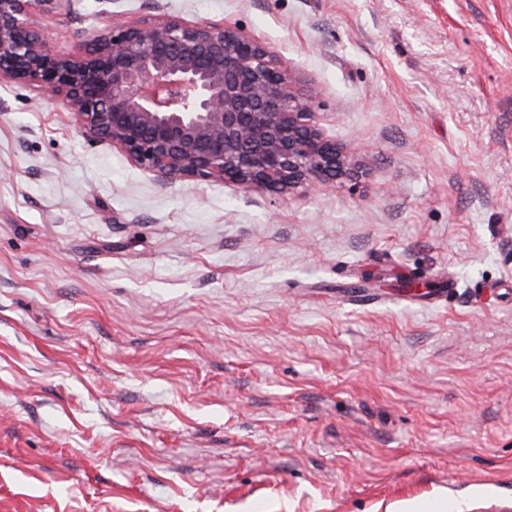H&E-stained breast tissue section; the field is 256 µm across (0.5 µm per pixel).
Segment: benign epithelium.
I'll use <instances>...</instances> for the list:
<instances>
[{
    "instance_id": "1",
    "label": "benign epithelium",
    "mask_w": 512,
    "mask_h": 512,
    "mask_svg": "<svg viewBox=\"0 0 512 512\" xmlns=\"http://www.w3.org/2000/svg\"><path fill=\"white\" fill-rule=\"evenodd\" d=\"M64 2L0 0V79L72 105L86 139L120 148L163 180L309 193L355 175L347 145L323 136L286 70L238 28L114 23L62 56L36 29L32 7Z\"/></svg>"
}]
</instances>
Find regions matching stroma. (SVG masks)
<instances>
[{"label":"stroma","mask_w":512,"mask_h":512,"mask_svg":"<svg viewBox=\"0 0 512 512\" xmlns=\"http://www.w3.org/2000/svg\"><path fill=\"white\" fill-rule=\"evenodd\" d=\"M156 18L264 45L360 173L163 184L0 83V512H512V0L34 14Z\"/></svg>","instance_id":"1"}]
</instances>
